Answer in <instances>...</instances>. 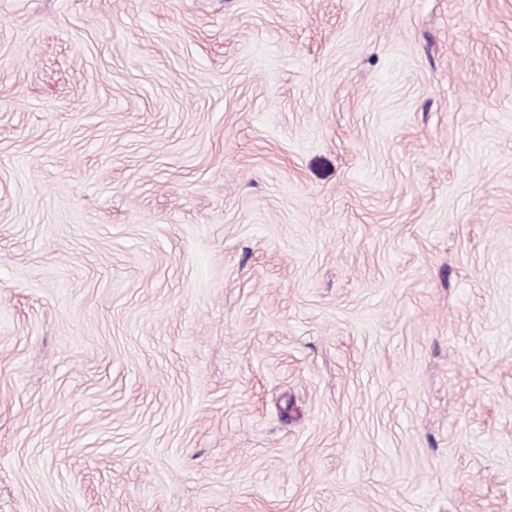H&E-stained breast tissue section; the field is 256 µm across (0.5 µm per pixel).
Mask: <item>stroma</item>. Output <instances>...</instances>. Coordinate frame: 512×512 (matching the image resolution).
I'll return each mask as SVG.
<instances>
[{
  "mask_svg": "<svg viewBox=\"0 0 512 512\" xmlns=\"http://www.w3.org/2000/svg\"><path fill=\"white\" fill-rule=\"evenodd\" d=\"M0 512H512V0H0Z\"/></svg>",
  "mask_w": 512,
  "mask_h": 512,
  "instance_id": "obj_1",
  "label": "stroma"
}]
</instances>
